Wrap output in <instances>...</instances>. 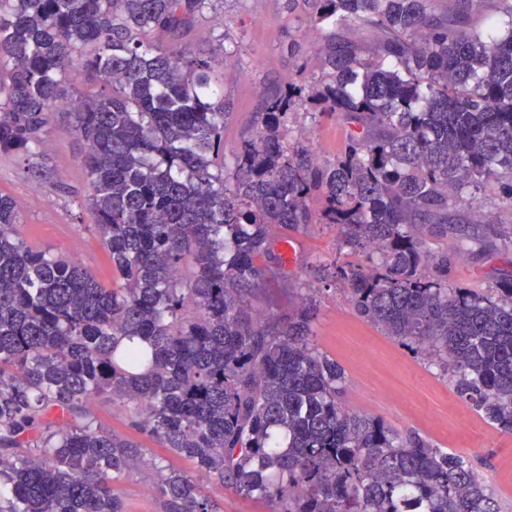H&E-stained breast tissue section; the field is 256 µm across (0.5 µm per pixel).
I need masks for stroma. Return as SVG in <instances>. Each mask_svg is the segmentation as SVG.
<instances>
[{
  "mask_svg": "<svg viewBox=\"0 0 512 512\" xmlns=\"http://www.w3.org/2000/svg\"><path fill=\"white\" fill-rule=\"evenodd\" d=\"M310 15L308 0H293L288 11L281 0H213L206 19L182 38L183 47L209 53L216 49L220 33L229 35L227 44L235 54L223 69L224 97L232 112L224 131L226 146H234L249 130L265 87L288 80L300 64H315L319 34L310 24ZM289 127L291 138L308 137L319 160H333L344 148L345 128L338 119L301 110L292 114ZM80 151L66 126L53 125L42 152L55 180L37 183L16 155L0 153V192L21 202V222L15 230L28 245L75 260L108 285L112 267L85 206L88 180ZM476 208L494 223L512 227V203L492 189L481 193L475 205L464 201L451 205L452 223H470ZM289 245L287 268L292 282L303 285L320 302L314 326L317 345L345 371L346 407L469 457L503 512H512V473L507 470L512 436L500 433L461 401L453 382L441 376L425 356L363 320L348 300L346 284L315 277V266L331 264L336 258L333 226L310 225L294 234ZM440 247L452 254L448 281L453 286L484 292L512 275V245L505 239L492 238L486 252L464 256L454 254L453 241L441 242ZM88 409L103 428L141 447L143 465L119 483L123 512H164L159 493L149 486L145 463L182 472L191 471V463L139 430L133 408L101 397L92 400Z\"/></svg>",
  "mask_w": 512,
  "mask_h": 512,
  "instance_id": "stroma-1",
  "label": "stroma"
}]
</instances>
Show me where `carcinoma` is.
Masks as SVG:
<instances>
[{"mask_svg": "<svg viewBox=\"0 0 512 512\" xmlns=\"http://www.w3.org/2000/svg\"><path fill=\"white\" fill-rule=\"evenodd\" d=\"M212 2L0 0V153L48 179L41 148L67 115L112 267L106 286L31 250L0 193V512H123L142 453L90 416L99 396L191 462L153 466L165 512H222L204 478L276 512H500L462 455L348 411L345 373L314 343L318 300L296 291L285 311L271 289H288L290 234L336 226L332 277L358 314L512 435V277L454 288L430 247L471 252L493 228L448 223L451 201L498 187L512 203V0L487 30L473 0L451 17L429 0H314L320 74L261 91L229 152L225 34L208 55L149 40L192 31ZM353 22L375 47L343 38ZM73 68L102 88L74 92ZM303 103L347 128L335 161L288 140Z\"/></svg>", "mask_w": 512, "mask_h": 512, "instance_id": "cac0c4a2", "label": "carcinoma"}]
</instances>
